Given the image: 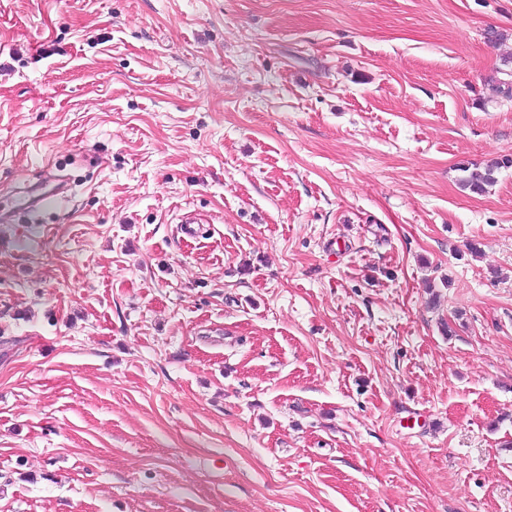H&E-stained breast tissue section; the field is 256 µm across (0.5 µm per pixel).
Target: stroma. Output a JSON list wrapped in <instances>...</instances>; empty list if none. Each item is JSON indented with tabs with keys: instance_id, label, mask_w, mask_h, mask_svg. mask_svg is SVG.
<instances>
[{
	"instance_id": "stroma-1",
	"label": "stroma",
	"mask_w": 512,
	"mask_h": 512,
	"mask_svg": "<svg viewBox=\"0 0 512 512\" xmlns=\"http://www.w3.org/2000/svg\"><path fill=\"white\" fill-rule=\"evenodd\" d=\"M509 57L512 0H0V512H512ZM461 166V170L466 174L462 179V184L474 193H483L488 186L496 182V173L502 168L512 167V157L504 156L485 167Z\"/></svg>"
}]
</instances>
